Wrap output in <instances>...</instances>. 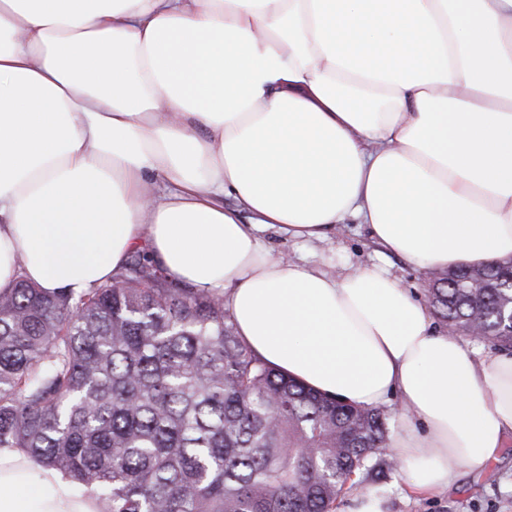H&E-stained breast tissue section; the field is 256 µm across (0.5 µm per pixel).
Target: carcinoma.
<instances>
[{
  "instance_id": "carcinoma-1",
  "label": "carcinoma",
  "mask_w": 512,
  "mask_h": 512,
  "mask_svg": "<svg viewBox=\"0 0 512 512\" xmlns=\"http://www.w3.org/2000/svg\"><path fill=\"white\" fill-rule=\"evenodd\" d=\"M428 296L452 335L512 351V260ZM387 416L255 356L224 299L136 252L80 294L0 293V447L68 474L100 512H334L387 451Z\"/></svg>"
}]
</instances>
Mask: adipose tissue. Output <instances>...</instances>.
I'll list each match as a JSON object with an SVG mask.
<instances>
[{"label": "adipose tissue", "mask_w": 512, "mask_h": 512, "mask_svg": "<svg viewBox=\"0 0 512 512\" xmlns=\"http://www.w3.org/2000/svg\"><path fill=\"white\" fill-rule=\"evenodd\" d=\"M350 218L376 259L344 273L265 239ZM143 245L223 295L269 365L355 405L398 396L407 491L486 470L512 355L437 327L385 257H512V0H0V291L21 272L80 293ZM0 512L99 506L0 448Z\"/></svg>", "instance_id": "obj_1"}]
</instances>
